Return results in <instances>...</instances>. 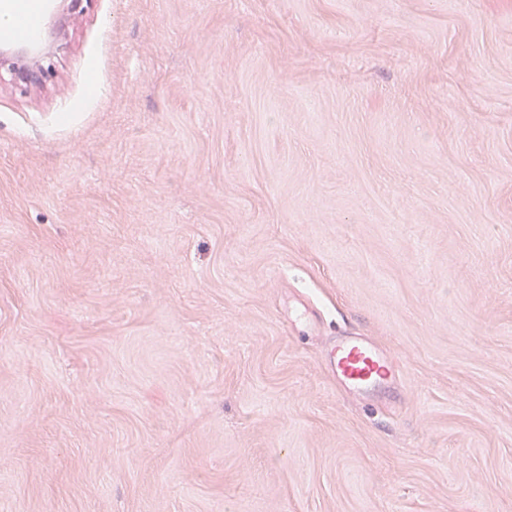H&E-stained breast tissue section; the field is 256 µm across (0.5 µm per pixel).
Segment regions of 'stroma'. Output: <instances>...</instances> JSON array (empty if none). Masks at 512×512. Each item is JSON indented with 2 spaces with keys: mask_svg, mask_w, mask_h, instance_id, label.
<instances>
[{
  "mask_svg": "<svg viewBox=\"0 0 512 512\" xmlns=\"http://www.w3.org/2000/svg\"><path fill=\"white\" fill-rule=\"evenodd\" d=\"M39 6L0 512H512V0ZM330 363L336 379L353 391H367L399 375L396 362L366 336H349L338 341Z\"/></svg>",
  "mask_w": 512,
  "mask_h": 512,
  "instance_id": "stroma-1",
  "label": "stroma"
}]
</instances>
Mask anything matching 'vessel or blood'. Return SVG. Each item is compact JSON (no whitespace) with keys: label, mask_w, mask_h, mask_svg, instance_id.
Segmentation results:
<instances>
[{"label":"vessel or blood","mask_w":512,"mask_h":512,"mask_svg":"<svg viewBox=\"0 0 512 512\" xmlns=\"http://www.w3.org/2000/svg\"><path fill=\"white\" fill-rule=\"evenodd\" d=\"M331 368L347 389L366 391L396 379V362L374 340L349 336L337 342L331 353Z\"/></svg>","instance_id":"b4317fda"}]
</instances>
